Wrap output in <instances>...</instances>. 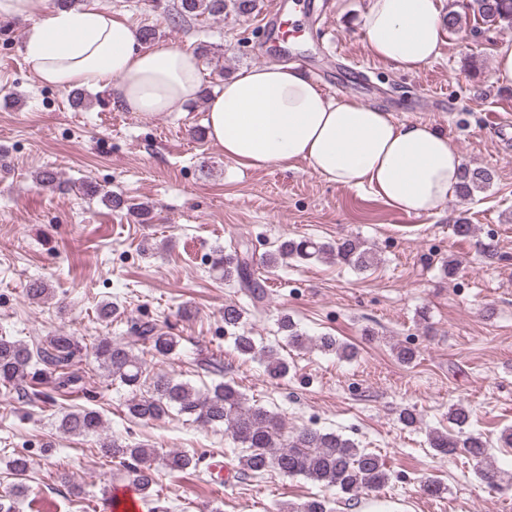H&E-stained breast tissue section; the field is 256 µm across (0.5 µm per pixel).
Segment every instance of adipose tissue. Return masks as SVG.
<instances>
[{"label": "adipose tissue", "mask_w": 512, "mask_h": 512, "mask_svg": "<svg viewBox=\"0 0 512 512\" xmlns=\"http://www.w3.org/2000/svg\"><path fill=\"white\" fill-rule=\"evenodd\" d=\"M362 29L375 58L408 72L438 57L444 42L437 0H369ZM24 52L43 84L109 86L114 105L144 116L182 111L203 89L205 68L193 52L142 48L136 27L95 4L44 5ZM205 126L240 167L301 160L325 181L369 190L408 215L440 208L460 181L461 158L445 134L329 97L293 65L265 64L226 79L206 103Z\"/></svg>", "instance_id": "1"}]
</instances>
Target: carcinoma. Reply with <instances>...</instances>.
<instances>
[{
  "mask_svg": "<svg viewBox=\"0 0 512 512\" xmlns=\"http://www.w3.org/2000/svg\"><path fill=\"white\" fill-rule=\"evenodd\" d=\"M257 7V0H176L172 3V20L187 22L198 17L220 19L231 9L238 15H249ZM469 9L482 23L512 27V0H469ZM491 173L482 168L463 166L460 194L471 196L485 189ZM330 256L339 262L363 270L373 262L372 252L356 239H345L331 245L311 240L288 239L276 252L267 257L275 265L287 258L302 260ZM213 268L222 272L224 281L232 282L247 296L253 307H258L265 293L253 277L249 259L244 251L217 254ZM245 310L236 305L224 306V333L232 340L233 350L245 359L260 357L265 371L272 379L288 375V360L275 346L257 347L255 339L245 330ZM283 333L284 346L300 349L315 345L324 352L352 359L357 349L333 336L313 338L298 329L288 315L278 320ZM134 339L103 336L91 346L88 355L113 382L126 388L127 415L141 422L160 420L175 410L196 423L223 425L234 443L243 448L238 457L239 472L243 475H263L277 471L284 476H303L325 487L339 490L346 502L361 494L380 491L389 481V474L380 455L360 448L351 439L331 430L304 428L296 432L285 431L282 418L274 411L258 404H248L247 398L235 382H218L199 391L190 383L167 373H157L148 388H143V364L135 353L140 345L155 354L168 356L179 345V337L159 333L154 325L143 322L132 326ZM82 360V347L70 335L58 333L48 336L40 345L31 346L14 336H0V387L15 391L20 398L33 401H52L54 397L36 388L28 390L23 383L30 380L39 384L53 383L57 389L70 388L77 377L67 369ZM470 410L463 403L448 409V420L457 427V433L434 431L428 444L437 454L447 457L459 452L475 461L481 479L493 489L512 484V475L492 464L490 441L479 434L465 431ZM58 429L63 434L94 436L99 452L105 458L117 460L128 468L131 484L139 488L144 499L154 496L155 465L170 471H184L194 461L185 452L159 453L143 444L129 443L105 433V422L99 411L76 407L62 413ZM277 512H331L325 499L310 498L298 504H287Z\"/></svg>",
  "mask_w": 512,
  "mask_h": 512,
  "instance_id": "obj_1",
  "label": "carcinoma"
}]
</instances>
